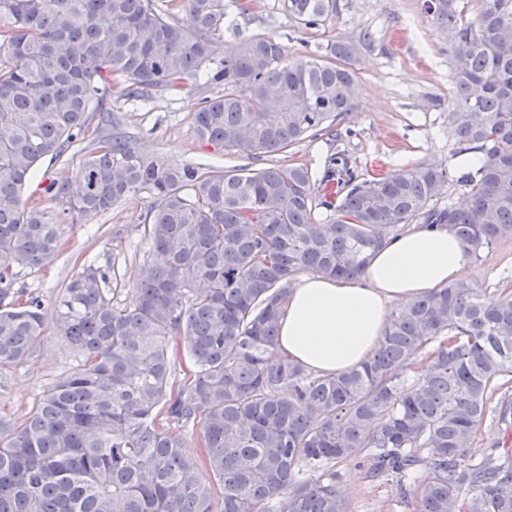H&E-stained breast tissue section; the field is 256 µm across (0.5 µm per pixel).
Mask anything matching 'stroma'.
Here are the masks:
<instances>
[{
	"label": "stroma",
	"mask_w": 512,
	"mask_h": 512,
	"mask_svg": "<svg viewBox=\"0 0 512 512\" xmlns=\"http://www.w3.org/2000/svg\"><path fill=\"white\" fill-rule=\"evenodd\" d=\"M224 47L263 35L280 42L287 60L321 55L330 40L359 45L354 70L356 105L335 132L310 137L258 159L236 155L199 140L193 114L203 98L223 95L220 83L197 81L184 91L151 93L148 100L125 98L113 89L108 104L122 129L167 163H213L227 168L301 165L322 174L331 158L346 161L361 179L418 164L456 170L455 140L448 128L453 75L448 59L451 37L427 17L424 0H339L335 21L307 28L288 14L283 0H251L240 13L225 0ZM147 200L137 195L112 210L65 227V245L50 265L23 269L17 285L52 309L77 265L86 260L115 263L121 276L114 295L119 306H134L139 267L158 256L144 235ZM512 278V240L471 258L466 278L478 289H494ZM80 354L53 329L33 344L29 357L0 370V423L17 422L42 394L77 370ZM368 459L337 464L334 485L350 512H412L392 477L365 479Z\"/></svg>",
	"instance_id": "1"
}]
</instances>
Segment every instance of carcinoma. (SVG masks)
<instances>
[{
  "label": "carcinoma",
  "mask_w": 512,
  "mask_h": 512,
  "mask_svg": "<svg viewBox=\"0 0 512 512\" xmlns=\"http://www.w3.org/2000/svg\"><path fill=\"white\" fill-rule=\"evenodd\" d=\"M193 26L152 0H0V369L22 363L47 324L83 360L16 425L0 424V512H349L337 464L369 451L365 478H396L415 512H512V285L460 281L398 308L361 368L321 377L276 354L278 320L302 271L356 278L404 224H450L467 253L512 238V0H424L454 32L448 126L482 164L456 182L470 205H429L448 181L417 165L371 181L327 167L345 189L315 218L303 166L175 167L115 131L123 95L175 92L200 77L224 34V0H184ZM318 27L338 0H285ZM283 61L253 36L210 76L224 95L193 113L198 136L248 157L334 128L354 106L356 44ZM98 113L90 127L86 113ZM89 141L47 199L26 194L43 160ZM137 194L164 257L139 270L138 301L114 303L115 265L84 264L55 303L15 287L51 262L63 226ZM52 205H47V202ZM193 363L172 379L176 353ZM502 442L468 456L485 419ZM200 426V459L164 423ZM430 460V471L418 466Z\"/></svg>",
  "instance_id": "1"
}]
</instances>
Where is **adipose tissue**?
Returning <instances> with one entry per match:
<instances>
[{"label":"adipose tissue","mask_w":512,"mask_h":512,"mask_svg":"<svg viewBox=\"0 0 512 512\" xmlns=\"http://www.w3.org/2000/svg\"><path fill=\"white\" fill-rule=\"evenodd\" d=\"M464 244L445 224H415L376 252L362 277L305 275L293 282L277 352L309 372L334 376L371 359L394 306L460 278Z\"/></svg>","instance_id":"adipose-tissue-1"}]
</instances>
